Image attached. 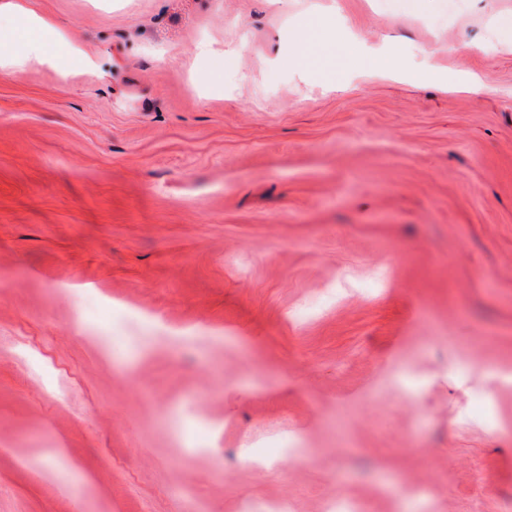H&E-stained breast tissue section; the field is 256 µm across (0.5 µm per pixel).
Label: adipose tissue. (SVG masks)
Returning <instances> with one entry per match:
<instances>
[{"label": "adipose tissue", "mask_w": 512, "mask_h": 512, "mask_svg": "<svg viewBox=\"0 0 512 512\" xmlns=\"http://www.w3.org/2000/svg\"><path fill=\"white\" fill-rule=\"evenodd\" d=\"M290 42L303 46L297 58L301 70H316L344 80V61L353 41L335 43L322 19L295 25ZM43 66L80 74L99 72L76 26H65L36 12L29 0H0V74L18 75Z\"/></svg>", "instance_id": "1"}]
</instances>
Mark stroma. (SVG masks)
I'll return each instance as SVG.
<instances>
[{
  "label": "stroma",
  "mask_w": 512,
  "mask_h": 512,
  "mask_svg": "<svg viewBox=\"0 0 512 512\" xmlns=\"http://www.w3.org/2000/svg\"><path fill=\"white\" fill-rule=\"evenodd\" d=\"M30 2L105 66L0 75V512H512V0ZM289 41L305 47L297 57V65L301 70H316L335 77L337 81L344 80V60L353 53L355 42L347 40L339 44L336 52V41L329 35L328 25L321 17L295 25ZM197 56L207 55L203 72L199 73L201 81L205 84L210 98L224 99V67L232 53L224 54V50L215 49L211 43L199 44L195 49ZM364 63L370 74L393 76L398 69L397 60L379 49H372L364 56Z\"/></svg>",
  "instance_id": "obj_1"
}]
</instances>
